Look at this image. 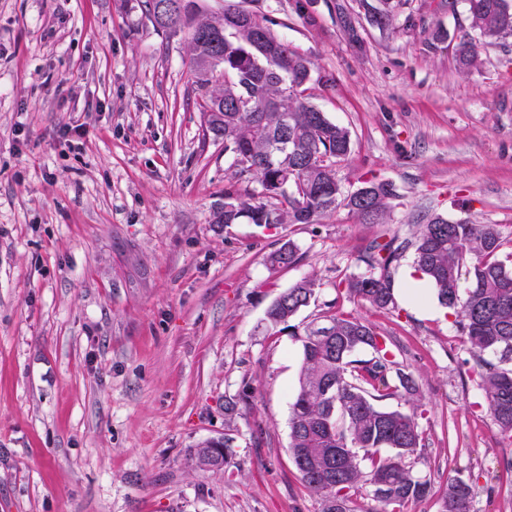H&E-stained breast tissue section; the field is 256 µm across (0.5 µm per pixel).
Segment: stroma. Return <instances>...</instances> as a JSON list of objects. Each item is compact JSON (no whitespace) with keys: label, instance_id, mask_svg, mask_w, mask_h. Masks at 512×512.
<instances>
[{"label":"stroma","instance_id":"35a3bbf8","mask_svg":"<svg viewBox=\"0 0 512 512\" xmlns=\"http://www.w3.org/2000/svg\"><path fill=\"white\" fill-rule=\"evenodd\" d=\"M247 6L313 62L310 101L351 135L345 191L391 184L385 223L343 206L317 224L216 223L225 182L250 177L205 131L187 33L156 28L143 0H0V512H320L289 454L300 346L264 323L307 276L319 289L295 324L365 321L418 387L382 401L425 438L413 469L432 491L407 512H441L458 476L470 512H512V442L455 313L432 288L403 292L412 251L390 268L394 308L343 287L367 244L433 215L496 225L512 265V37L465 72L466 14L440 0L383 31L362 0ZM438 23L433 50L422 30ZM287 241L299 264L269 269ZM213 438L218 470L194 461Z\"/></svg>","mask_w":512,"mask_h":512}]
</instances>
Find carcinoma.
I'll return each mask as SVG.
<instances>
[{"label": "carcinoma", "instance_id": "carcinoma-1", "mask_svg": "<svg viewBox=\"0 0 512 512\" xmlns=\"http://www.w3.org/2000/svg\"><path fill=\"white\" fill-rule=\"evenodd\" d=\"M158 0H144L148 18L176 35L188 31L196 85L207 89L200 107L207 128L224 136V152L239 172L262 186V199L224 184V206L217 224H255L273 217L277 224H316L344 205L366 223L385 219L392 191L378 190L366 204L344 192L336 166L351 152L347 129L303 97L311 80V61L279 38L269 20L250 13L239 24L243 7L227 3L223 27L210 25L198 0H182L178 13L156 19ZM408 0H376L367 5L371 24L393 26ZM473 35L458 47L460 68L477 62V44L512 37V0H463ZM448 39L437 24L426 30L429 48ZM223 81L217 82L216 76ZM413 248L417 270L432 285L439 304L457 310L459 328L480 369L487 408L501 435L512 440V269L497 255L502 247L494 224L449 221L435 216L419 225L413 239L369 243L360 261L365 271L346 280V293L377 310L395 305L393 262ZM301 260L290 242L271 251V269H287ZM471 261L469 284L460 295L461 268ZM316 280L305 278L286 289L268 308L267 327H284L300 342L301 371L290 405L289 450L302 484L321 497V512H356L361 491L378 504L370 512H405L425 498L431 481L413 473L410 460L423 456L426 445L415 413L379 405L403 389L416 391L398 371L387 340L368 324L336 314L301 328L296 314L316 296ZM472 484L463 477L448 482L441 512H469Z\"/></svg>", "mask_w": 512, "mask_h": 512}]
</instances>
